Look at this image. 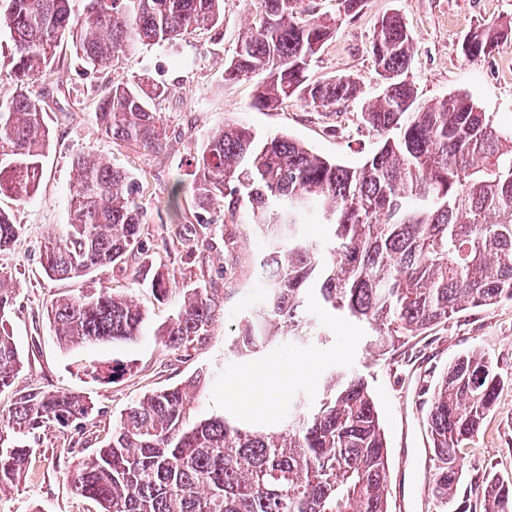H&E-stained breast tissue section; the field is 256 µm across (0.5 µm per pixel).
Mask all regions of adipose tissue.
I'll use <instances>...</instances> for the list:
<instances>
[{
	"mask_svg": "<svg viewBox=\"0 0 512 512\" xmlns=\"http://www.w3.org/2000/svg\"><path fill=\"white\" fill-rule=\"evenodd\" d=\"M298 367L285 363H260L252 366L224 389V399L240 414L263 420L272 413V402L282 396Z\"/></svg>",
	"mask_w": 512,
	"mask_h": 512,
	"instance_id": "adipose-tissue-1",
	"label": "adipose tissue"
}]
</instances>
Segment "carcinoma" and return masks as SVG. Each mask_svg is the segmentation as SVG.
I'll use <instances>...</instances> for the list:
<instances>
[{
    "mask_svg": "<svg viewBox=\"0 0 512 512\" xmlns=\"http://www.w3.org/2000/svg\"><path fill=\"white\" fill-rule=\"evenodd\" d=\"M367 0H339L336 16H306L304 0H258L240 34L244 46L224 65L231 80L258 79L253 107L274 111L296 98L334 111L360 98L349 76L309 77L313 58L333 38L341 16ZM224 21V0H91L82 17L69 0H0V67L16 95L0 104V196L26 203L43 178L50 142L43 101L30 82L52 67L61 37L104 70L137 45L176 43ZM512 40L511 24L482 25L461 52L477 64ZM414 36L398 13L381 18L370 52L384 80L364 101L360 122L378 139L358 166L332 161L288 135L260 136L226 125L197 153L192 190L207 212L253 224L272 268L270 286L241 319L230 355L247 358L288 344L322 339L300 317L310 300L323 311L373 325L378 354L400 348L473 308L512 300V125L504 127L464 94L419 101L410 67ZM163 81L114 82L96 105L101 135L149 154L166 148L167 129L154 108L171 95ZM69 224L41 255L53 280L84 279L112 268L157 299L170 292L164 271L139 262L145 211L132 176L89 153L74 158ZM322 209L327 233L307 238L302 218ZM20 225L0 210V251ZM17 279L0 274V392L13 391L0 418V492L17 486L34 449L26 443L45 424L67 425L94 410L65 391L14 389L24 368L10 328ZM216 304L208 288L184 289L183 302L157 332L173 350L210 336ZM46 317L64 348L129 344L146 315L109 286L61 297ZM132 369L115 360L78 364L102 383ZM199 370L183 382L131 404L92 457L74 462L68 479L100 512H390L387 441L366 378L343 367L326 376L323 398L297 393L278 424L246 425L222 416L195 420L191 403L204 386ZM504 377L472 350L433 385L426 421L433 455L434 512H512V483L472 473L463 446L496 407Z\"/></svg>",
    "mask_w": 512,
    "mask_h": 512,
    "instance_id": "1",
    "label": "carcinoma"
}]
</instances>
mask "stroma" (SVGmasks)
Returning a JSON list of instances; mask_svg holds the SVG:
<instances>
[{
    "instance_id": "35a3bbf8",
    "label": "stroma",
    "mask_w": 512,
    "mask_h": 512,
    "mask_svg": "<svg viewBox=\"0 0 512 512\" xmlns=\"http://www.w3.org/2000/svg\"><path fill=\"white\" fill-rule=\"evenodd\" d=\"M256 2L224 0L223 26L195 32L173 45H138L105 71L87 68L76 57L70 37H63L53 72L31 85V93L44 101L52 135L44 179L26 204L0 198V208L22 226L14 245L0 252V272L23 274L10 318L26 362L15 385L73 391L89 398L94 410L67 426L54 424L30 435L34 453L28 472L18 487L0 494V512H98L95 504L75 495L66 480L74 460L100 447L111 434L114 419L131 403L180 383L197 370L207 371L209 378L195 398L194 416L234 415V407L224 401V388L244 373L247 364L227 354L225 346L239 317L261 300L269 279L260 266L261 243L254 225L232 222L218 211L210 213L207 226H198L187 188L180 194L178 209L168 205L173 181L191 173L193 158L209 136L227 123L249 126L261 135L284 132L350 166L363 162L376 148L375 137L361 126L359 102L325 112L291 99L278 110L260 111L251 105L255 80L225 81L224 62L233 55ZM393 12L401 14L415 37L411 70L422 102L464 92L482 111L501 121L512 119V45L475 67L461 54L462 42L477 26L512 21V0H368L314 58L310 77L348 75L356 78L365 96L375 95L382 80L372 61L370 40L378 20ZM139 77L164 79L172 89L171 97L155 106L168 130L166 147L159 154L107 139L96 124V104L106 87ZM88 151L138 181L146 210L144 259L169 272L172 291L166 301H157L151 289L130 286L121 273L108 269L90 280L53 281L42 276L41 249L69 220L72 160ZM185 228L196 230L198 237L190 257L169 246L175 233ZM197 280L206 281L217 304L211 334L204 344L168 349L157 330L177 310L183 288ZM95 283L123 291L145 310L144 334L128 345L63 349L46 320V307ZM305 313L317 319L332 340L259 354V361L271 364L298 365L312 356L318 361L314 370L290 381L288 396L273 407V421L284 418L290 394L301 389L321 394L330 367L342 364L361 372L386 432L391 512H428L431 447L420 393L455 357L476 349L510 380L467 450L468 465L512 480V302L460 313L384 356L370 352L374 333L369 326L321 313L312 305ZM101 359L131 363L132 370L110 384L78 374L79 362Z\"/></svg>"
}]
</instances>
